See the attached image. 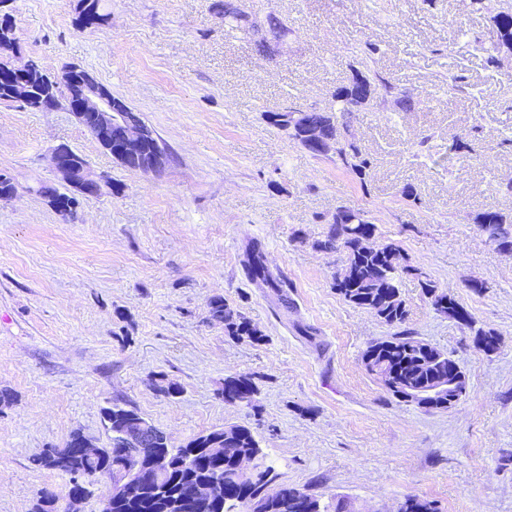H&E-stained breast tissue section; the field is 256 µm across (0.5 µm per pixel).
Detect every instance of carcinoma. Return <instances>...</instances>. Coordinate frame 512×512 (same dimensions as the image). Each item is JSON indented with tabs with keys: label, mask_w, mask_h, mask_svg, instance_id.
I'll use <instances>...</instances> for the list:
<instances>
[{
	"label": "carcinoma",
	"mask_w": 512,
	"mask_h": 512,
	"mask_svg": "<svg viewBox=\"0 0 512 512\" xmlns=\"http://www.w3.org/2000/svg\"><path fill=\"white\" fill-rule=\"evenodd\" d=\"M220 8L224 13V23L250 34V30L240 23L241 11L236 0H224ZM78 9L79 23L83 27L107 20V15L99 12L100 0H79ZM494 22L498 41L486 50L487 63L492 66L497 64L495 53L500 49L512 51V6L500 10L494 16ZM266 29L274 38L290 33L286 21L275 14L267 16ZM3 37L7 44L0 47V104H9L15 102L11 81L7 77L11 51L16 49L12 27L5 28ZM360 52L363 56L361 68L354 70L351 78L337 86L332 94L336 109L267 112L265 118L270 126L288 132L299 142L304 141L302 134L308 125L319 127L335 140L336 159L364 185L370 177L373 162L370 154L351 135L350 118L354 104L360 99L374 100L380 85L404 108L412 107L413 99L384 81L374 69L378 53L376 43L368 39L363 41ZM474 223L500 249L512 251L511 216L487 209L475 216ZM376 232L377 226L370 221L365 210L342 206L328 222L326 239L318 246L324 250L341 246L346 252L344 265L337 271L333 282V287L345 301L374 312L390 326H400L406 320V309L400 296L399 280L400 273L407 267L403 265L402 248L394 241L383 244L378 251L364 250L361 241L375 236ZM248 274L251 280H260L271 288H281L284 284V281L273 277L261 255L257 256V262L249 264ZM416 275L435 311L462 321L468 328L473 327L474 320L462 305L439 290L425 273L418 271ZM209 313L212 320L224 323L227 335L245 336L255 341L261 339V332L224 303V298H213L209 303ZM364 357L373 360V364L396 384L409 381L431 384L435 379L448 375V364L452 362L447 353L426 345L407 332L371 344ZM223 394L227 402H249L255 395V385L249 377H228L224 379ZM126 417L138 419L140 415L119 404L104 409V421L111 432L110 444L102 449V454L94 462L85 461L75 445L76 437L81 434L78 429L69 436L67 454L70 466H55V448L45 449L32 462L38 467L70 475L65 494H80L87 498L92 495L96 478L112 470L123 459L124 448L117 434V422ZM154 431L157 433V447L167 449V468L159 475L150 469L144 470L140 486L128 499L113 505L112 512H174L169 508V502L183 493L184 487L217 478L224 480V486L216 489L211 499L191 504L179 512H232L237 505L248 507L250 512H323L319 500L313 495L285 484L273 486L276 475L271 465L264 466L263 474L254 480L237 476L238 458L260 451L258 441L247 427L232 425L216 429L180 446L170 444L167 435L159 428H154ZM57 499L59 496L55 491L40 490L32 512H55L54 502ZM399 512H434V508L431 502L410 496Z\"/></svg>",
	"instance_id": "obj_1"
}]
</instances>
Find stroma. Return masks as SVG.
Wrapping results in <instances>:
<instances>
[{
  "mask_svg": "<svg viewBox=\"0 0 512 512\" xmlns=\"http://www.w3.org/2000/svg\"><path fill=\"white\" fill-rule=\"evenodd\" d=\"M216 2L101 0L107 22L82 28L78 0H14L19 62L88 70L155 129L168 161L124 167L66 103L0 105V172L17 185L0 201V390L11 395L0 404V512H31L44 488L64 493L68 476L34 457L76 429L108 447L101 412L115 402L176 445L249 427L278 482L326 512H399L410 495L438 512H512V252L473 222L489 207L512 214V52L486 62L492 11L471 0H246L253 17L288 23L270 59ZM366 39L414 107L381 95L353 112L373 159L364 188L265 115L333 108ZM465 134L471 151L438 164ZM59 145L101 182L73 217L39 192L62 185L50 162ZM408 183L420 203L403 199ZM341 206L367 211L377 242L401 245L404 327L459 364L467 393L454 407L401 402L366 371L368 345L395 329L333 286L345 253L318 243ZM255 249L283 293L249 279ZM422 272L475 329L434 310ZM218 296L261 341L210 319ZM238 375L252 378V403L225 401L224 380ZM171 384L180 394H165Z\"/></svg>",
  "mask_w": 512,
  "mask_h": 512,
  "instance_id": "obj_1",
  "label": "stroma"
}]
</instances>
